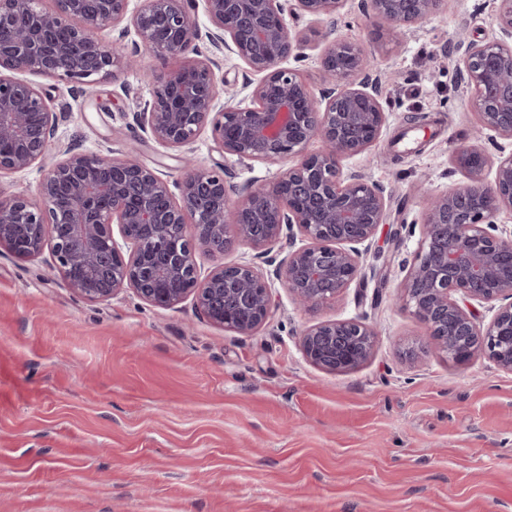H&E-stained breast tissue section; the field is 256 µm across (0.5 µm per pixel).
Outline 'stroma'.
I'll use <instances>...</instances> for the list:
<instances>
[{
	"label": "stroma",
	"mask_w": 512,
	"mask_h": 512,
	"mask_svg": "<svg viewBox=\"0 0 512 512\" xmlns=\"http://www.w3.org/2000/svg\"><path fill=\"white\" fill-rule=\"evenodd\" d=\"M497 5L455 0L396 46L366 0H347L336 32L371 57L389 120L345 165L383 190L391 216L361 280L318 312L280 286L268 324L241 335L188 300L86 301L44 258L0 249V512H512V374L483 355L405 361L400 347L428 333L396 303L426 197L466 180L451 155L476 119L455 49L500 38ZM201 50L228 87L260 81L236 55ZM30 80L64 108L55 149L128 155L180 178L179 151L133 120L150 98L141 74L77 91ZM413 113L429 120L406 147ZM191 150L235 200L276 172L223 154L206 131ZM361 315L377 332L367 363L333 374L306 362L304 329Z\"/></svg>",
	"instance_id": "35a3bbf8"
}]
</instances>
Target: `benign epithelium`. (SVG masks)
I'll return each instance as SVG.
<instances>
[{"label": "benign epithelium", "mask_w": 512, "mask_h": 512, "mask_svg": "<svg viewBox=\"0 0 512 512\" xmlns=\"http://www.w3.org/2000/svg\"><path fill=\"white\" fill-rule=\"evenodd\" d=\"M0 0V174L36 167L35 197L0 188V249L20 259L49 253L47 264L76 294L101 301L130 289L145 302L175 307L190 298L211 323L241 335L259 331L274 303L272 282L248 261H224L240 243L261 252L283 237L288 252L276 277L301 307L317 309L361 276L359 245L386 223L384 192L343 165L368 151L388 122L376 88L355 78L372 66L355 43L324 32L320 70L332 87L316 94L286 66L317 32L288 25V0H202L212 25L202 31L197 0ZM303 14L334 22L347 0H295ZM392 41L449 10L448 0H369ZM499 41L469 43L458 59L479 130L512 140V0H500ZM135 33L131 60L105 38ZM208 41L262 75L249 94L226 92ZM179 65L163 71L167 61ZM152 77L151 99L134 115L167 148L184 151L204 130L224 154L277 170L232 202L224 175L183 157L169 185L132 157L67 149L52 153L58 116L32 73L81 85L117 80L132 64ZM318 151L309 150L313 141ZM467 182L431 196L422 238L403 284V305L428 329L430 347L455 364L484 354L512 373V232L497 217L512 211V152L493 162L473 143L452 156ZM213 260L207 269L197 256ZM494 315L486 327L476 307ZM377 333L362 318L320 321L300 340L304 359L329 372L371 359Z\"/></svg>", "instance_id": "obj_1"}]
</instances>
